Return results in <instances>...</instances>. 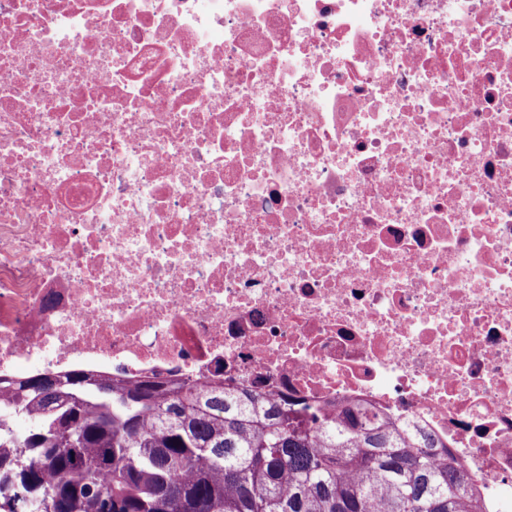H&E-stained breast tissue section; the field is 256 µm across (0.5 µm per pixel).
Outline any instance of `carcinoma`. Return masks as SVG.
I'll return each instance as SVG.
<instances>
[{
	"instance_id": "cac0c4a2",
	"label": "carcinoma",
	"mask_w": 512,
	"mask_h": 512,
	"mask_svg": "<svg viewBox=\"0 0 512 512\" xmlns=\"http://www.w3.org/2000/svg\"><path fill=\"white\" fill-rule=\"evenodd\" d=\"M0 372V512H486L464 466L367 404L331 413L225 384ZM29 425L17 427V421Z\"/></svg>"
}]
</instances>
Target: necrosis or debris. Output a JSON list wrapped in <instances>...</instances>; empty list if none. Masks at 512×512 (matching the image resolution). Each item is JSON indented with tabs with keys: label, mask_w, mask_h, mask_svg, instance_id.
Here are the masks:
<instances>
[{
	"label": "necrosis or debris",
	"mask_w": 512,
	"mask_h": 512,
	"mask_svg": "<svg viewBox=\"0 0 512 512\" xmlns=\"http://www.w3.org/2000/svg\"><path fill=\"white\" fill-rule=\"evenodd\" d=\"M367 403L512 484V0H0V370Z\"/></svg>",
	"instance_id": "obj_1"
}]
</instances>
